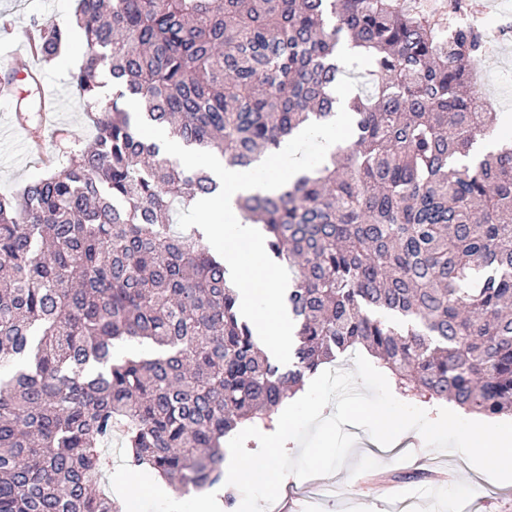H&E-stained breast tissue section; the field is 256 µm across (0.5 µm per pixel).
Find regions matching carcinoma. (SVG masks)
Listing matches in <instances>:
<instances>
[{
  "label": "carcinoma",
  "mask_w": 512,
  "mask_h": 512,
  "mask_svg": "<svg viewBox=\"0 0 512 512\" xmlns=\"http://www.w3.org/2000/svg\"><path fill=\"white\" fill-rule=\"evenodd\" d=\"M72 84L94 129L0 196V512H127V473L173 491L224 482V438L273 415L336 355L365 349L407 396L512 415V144L472 82L483 32L449 41L396 0H77ZM50 63L69 30L35 21ZM346 48L372 90L352 142L278 195L241 196L291 271L294 360L269 357L224 261L183 211L217 190L140 135L144 119L246 168L336 115ZM112 103L98 108L104 72ZM140 347L118 356L117 345Z\"/></svg>",
  "instance_id": "obj_1"
}]
</instances>
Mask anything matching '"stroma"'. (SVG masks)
I'll use <instances>...</instances> for the list:
<instances>
[{
    "label": "stroma",
    "instance_id": "35a3bbf8",
    "mask_svg": "<svg viewBox=\"0 0 512 512\" xmlns=\"http://www.w3.org/2000/svg\"><path fill=\"white\" fill-rule=\"evenodd\" d=\"M75 7V0H0V41L6 43L12 36L22 34L36 17L76 30ZM82 51V44L67 42L56 60L41 69L45 87L57 108L40 121L36 135L41 139L40 146H33V138L15 118L16 102L30 93L31 81L16 82L12 97L0 100V193L17 192L27 182L41 177L45 172L42 156L63 150L68 134L91 138L85 109L71 83ZM511 57L512 50L500 45L473 64V80L485 83L487 100L496 113H512V79L495 77L497 63ZM343 430L355 436V445L346 466L331 474L329 480L343 486L345 497L318 498L310 480L289 477L281 492L299 498L303 512H342L346 506L352 512H387L384 483L396 484L402 497H415L430 486L428 480L419 478V471L424 462L436 459L447 466L448 479L435 486L434 512H512V482L491 480L460 453L442 454L427 447L417 431L398 437L391 446V455L386 456L376 452L374 441L363 428L347 424Z\"/></svg>",
    "mask_w": 512,
    "mask_h": 512
}]
</instances>
